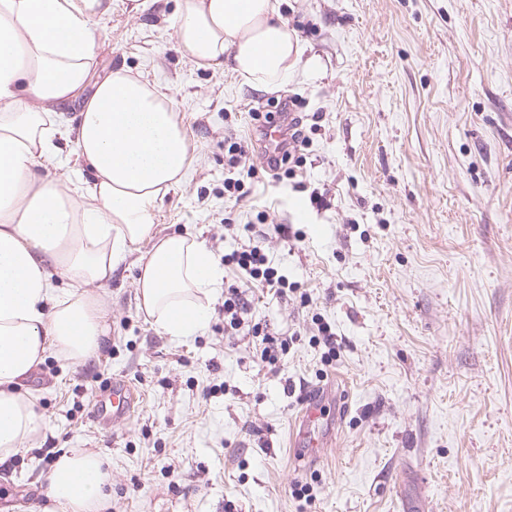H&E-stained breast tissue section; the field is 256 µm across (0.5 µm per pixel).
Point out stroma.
Returning <instances> with one entry per match:
<instances>
[{
    "label": "stroma",
    "instance_id": "1",
    "mask_svg": "<svg viewBox=\"0 0 512 512\" xmlns=\"http://www.w3.org/2000/svg\"><path fill=\"white\" fill-rule=\"evenodd\" d=\"M279 2L319 69L274 92L184 58L177 0H112L93 29L96 75L166 87L190 143L154 237L192 233L220 262L247 240L225 223L270 203L258 241L298 289H246L244 319L286 351L261 363L254 337L225 329L220 292L201 334H164L138 300L151 239L132 244L95 288L109 326L97 356L48 353L24 382L47 425L0 464V512H39L57 456L76 448L110 460L112 512H512V0ZM293 96L303 166L259 174L235 201L225 139L258 143L251 110ZM115 378L137 399L106 431L92 405ZM311 394L329 445L300 461L292 433Z\"/></svg>",
    "mask_w": 512,
    "mask_h": 512
}]
</instances>
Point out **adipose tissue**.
<instances>
[{"instance_id": "adipose-tissue-1", "label": "adipose tissue", "mask_w": 512, "mask_h": 512, "mask_svg": "<svg viewBox=\"0 0 512 512\" xmlns=\"http://www.w3.org/2000/svg\"><path fill=\"white\" fill-rule=\"evenodd\" d=\"M111 11L112 0H0V462L45 426L22 380L52 350L76 366L97 356L107 311L91 288L151 236L159 202L190 165L168 92L120 70L89 82L93 22ZM172 29L183 57L230 63L258 91L317 65L278 0H179ZM74 159L90 180L66 186L37 173ZM223 282L204 242L161 237L139 266V305L165 334L188 339ZM110 485L100 453L71 450L48 476L43 512H108Z\"/></svg>"}]
</instances>
